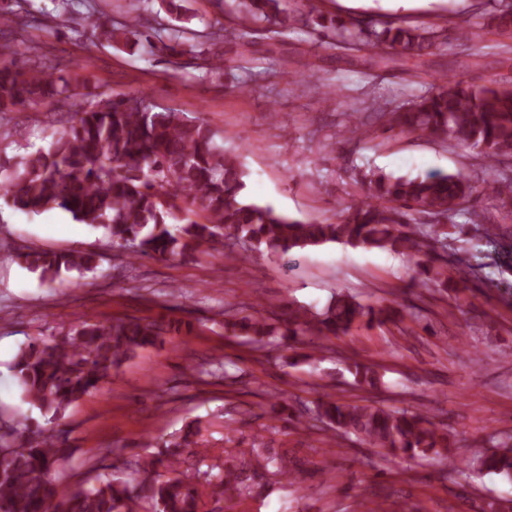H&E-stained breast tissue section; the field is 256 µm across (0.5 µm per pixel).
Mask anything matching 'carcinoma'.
<instances>
[{"mask_svg":"<svg viewBox=\"0 0 512 512\" xmlns=\"http://www.w3.org/2000/svg\"><path fill=\"white\" fill-rule=\"evenodd\" d=\"M168 9L178 21L163 43L168 56L195 52L201 60L197 67L206 74L228 62L239 69L254 64L255 58L244 52L228 59L196 51L221 35L185 26L189 17L178 0H169ZM228 12L233 22L226 34L230 42L249 44L251 25L260 20L271 23L266 34L271 41L288 35L294 24L310 25L325 33L329 45L364 53L373 68L430 55L440 38L431 26L371 16L316 20L309 13L288 12L281 0H233ZM492 19L497 28L512 29V0H494ZM151 30L150 17L133 5L125 21L94 26V37L111 45H138L150 42ZM17 54L11 45L0 47V112L60 100L80 86L72 75L25 69ZM142 102L137 95H98L90 108L72 113L53 130L48 147L19 156L6 168L0 199L28 214L65 211L79 223L103 229L112 246L132 248V259L186 256L224 237L269 256L340 243L401 251L414 259L427 281L448 287V261L438 252L447 232L436 220L464 211L460 203L474 190L464 173L415 178L373 174L365 199L343 209L336 222L301 221L247 197L246 173L237 156L215 140L207 123L177 112H152ZM387 115L390 126L403 132L452 140L493 166L512 165V89L495 80L475 86L443 75L407 109L377 113ZM486 189L512 199V177L501 173ZM17 258L50 282L64 271L84 274L97 268L93 253L30 249ZM399 314L390 305L375 307L339 296L322 313L288 310L279 332L262 318L226 311L224 330L266 347L277 335H346L362 323L394 322ZM180 329L178 321H85L64 336L20 349L14 375L31 405L60 417L72 403L101 388L112 369ZM347 369L362 390L379 383L372 365L352 359ZM307 412L333 431V437L353 436L393 458L439 456L449 448L448 434L416 411L388 410L326 393ZM199 436L200 429L189 425L165 441L154 458L135 464L130 480L115 483L97 476L59 500L47 475L51 467L70 462L72 451L62 434L34 430L24 419L1 425L0 512H139L143 503L150 512H199L201 493L194 476L181 470L184 450L200 453ZM468 465L512 481V438L476 449ZM246 472L243 464H226L204 474L213 492L232 498L246 488Z\"/></svg>","mask_w":512,"mask_h":512,"instance_id":"carcinoma-1","label":"carcinoma"}]
</instances>
